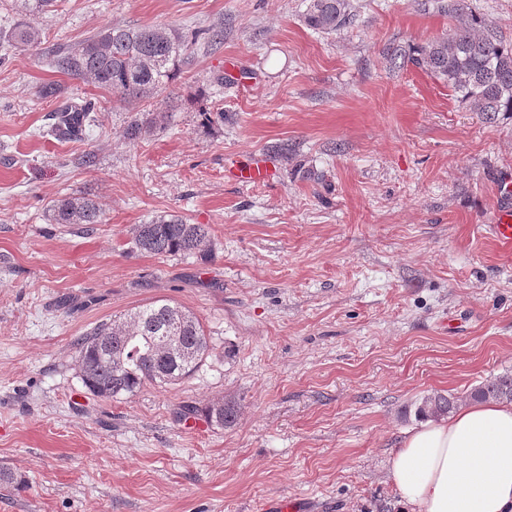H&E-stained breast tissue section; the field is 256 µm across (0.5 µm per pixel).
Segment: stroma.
Instances as JSON below:
<instances>
[{
    "instance_id": "1",
    "label": "stroma",
    "mask_w": 512,
    "mask_h": 512,
    "mask_svg": "<svg viewBox=\"0 0 512 512\" xmlns=\"http://www.w3.org/2000/svg\"><path fill=\"white\" fill-rule=\"evenodd\" d=\"M425 0H353L333 34L306 0H55L40 50L0 63V512H400L387 460L433 391L512 372V252L486 232L512 174V118L391 65L389 44L448 33ZM223 31L133 105L57 72L53 51L113 25ZM227 83H219V76ZM96 100L82 142L39 134ZM167 112L129 139L131 115ZM223 112L216 124L206 113ZM270 183L224 172L252 153ZM78 192L99 224H51ZM208 225L212 252L137 250L135 225ZM157 300L191 310L209 352L190 376L121 400L83 384L77 340ZM235 401V426L205 405Z\"/></svg>"
}]
</instances>
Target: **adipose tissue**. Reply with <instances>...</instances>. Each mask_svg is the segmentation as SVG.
I'll return each mask as SVG.
<instances>
[{
    "label": "adipose tissue",
    "instance_id": "ef3b65f1",
    "mask_svg": "<svg viewBox=\"0 0 512 512\" xmlns=\"http://www.w3.org/2000/svg\"><path fill=\"white\" fill-rule=\"evenodd\" d=\"M404 512H512V403H467L391 452Z\"/></svg>",
    "mask_w": 512,
    "mask_h": 512
}]
</instances>
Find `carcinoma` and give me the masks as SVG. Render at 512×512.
<instances>
[{
    "mask_svg": "<svg viewBox=\"0 0 512 512\" xmlns=\"http://www.w3.org/2000/svg\"><path fill=\"white\" fill-rule=\"evenodd\" d=\"M54 0H14L18 14L36 17ZM442 12L455 20L451 34L404 49L387 48L394 65L412 64L443 81L457 100L474 112L494 116L512 113V43L480 15L467 0H444ZM352 0H308L304 22L330 34L354 19ZM15 47L33 48L42 43L38 27L20 22L5 34ZM197 33L158 24L113 26L51 57L57 71L107 90L119 100L146 99L166 90L179 66L192 54ZM97 102L64 100L51 114L43 135L60 142L85 141L97 125ZM158 117H134L126 128L130 138L149 132ZM51 224H100L102 207L93 198L72 193L47 209ZM135 246L154 255H196L211 251L205 224H190L178 215H160L133 229ZM178 337L170 346L164 337ZM209 342L200 320L191 312L165 300L142 306L119 319L105 322L78 340V362L85 387L104 399L135 395L146 384H172L190 376L203 361ZM473 402H511L512 374L505 373L474 386L464 397ZM452 393L433 392L416 404L418 419L453 413L464 399ZM238 417L231 402L216 401L205 407V418L217 427H230Z\"/></svg>",
    "mask_w": 512,
    "mask_h": 512,
    "instance_id": "carcinoma-1",
    "label": "carcinoma"
}]
</instances>
